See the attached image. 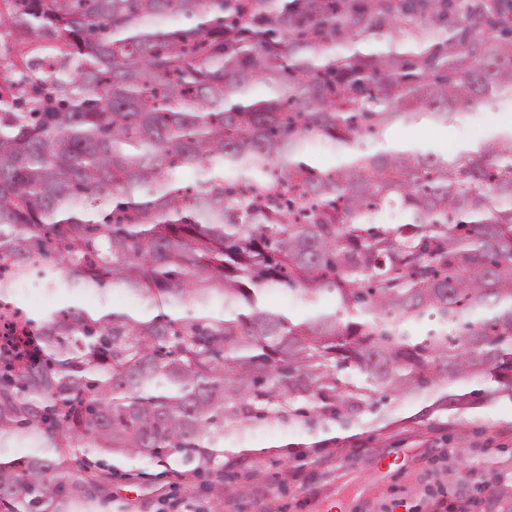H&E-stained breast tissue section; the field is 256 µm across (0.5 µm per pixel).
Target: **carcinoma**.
Listing matches in <instances>:
<instances>
[{
	"label": "carcinoma",
	"mask_w": 512,
	"mask_h": 512,
	"mask_svg": "<svg viewBox=\"0 0 512 512\" xmlns=\"http://www.w3.org/2000/svg\"><path fill=\"white\" fill-rule=\"evenodd\" d=\"M17 2L0 83L31 91L0 98V263L151 315L68 306L29 318L28 352L0 340V447L29 446L0 459V512H93L106 456L224 489L242 426L377 425L383 393L431 395L414 420L438 426L512 401V128L446 155L367 145L512 102V0ZM312 133L334 168L303 160ZM391 205L405 222L379 223ZM273 288L336 306L295 322L261 305ZM427 313L442 329L415 340ZM470 374L485 387L441 386Z\"/></svg>",
	"instance_id": "cac0c4a2"
}]
</instances>
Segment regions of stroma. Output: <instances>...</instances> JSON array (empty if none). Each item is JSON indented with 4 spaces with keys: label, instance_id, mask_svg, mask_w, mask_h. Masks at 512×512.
<instances>
[{
    "label": "stroma",
    "instance_id": "stroma-1",
    "mask_svg": "<svg viewBox=\"0 0 512 512\" xmlns=\"http://www.w3.org/2000/svg\"><path fill=\"white\" fill-rule=\"evenodd\" d=\"M512 126V105L477 109L464 120L433 124L425 120L392 127L384 145L419 146L444 154L454 148L472 145L475 135ZM19 299L33 317H43L75 304L90 310H116L138 314L142 303L123 288H111L107 296L83 291L73 295L56 294L44 284L31 286ZM394 410L395 424L376 433L364 434L354 447L338 453L317 449L297 466L282 459L271 465L263 448L300 442L301 434L284 436L268 433L263 439L247 438L251 452L239 464L244 495L224 492L192 494L185 481L165 474L163 467L138 458L121 464L126 476L112 480L108 493L112 503L101 512H166L168 497L182 501L183 512H390L399 498L421 501L437 482L451 483L464 496H472V485L481 481L512 483V402L497 403L453 415L447 428L409 422V409L395 397L384 401ZM466 448L477 468L448 471L456 448Z\"/></svg>",
    "mask_w": 512,
    "mask_h": 512
}]
</instances>
